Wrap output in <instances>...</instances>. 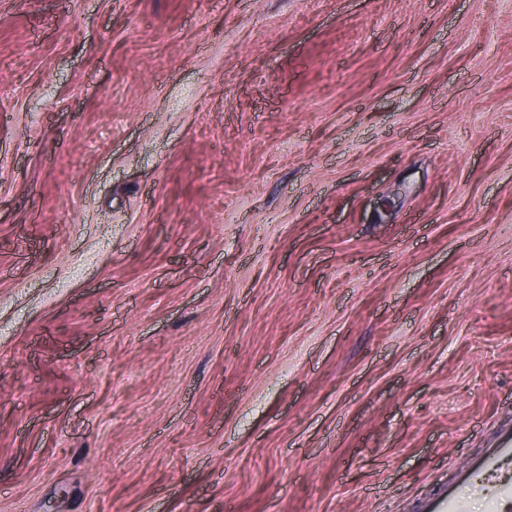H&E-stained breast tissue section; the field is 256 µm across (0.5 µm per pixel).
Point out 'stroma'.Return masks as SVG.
Here are the masks:
<instances>
[{
  "instance_id": "obj_1",
  "label": "stroma",
  "mask_w": 512,
  "mask_h": 512,
  "mask_svg": "<svg viewBox=\"0 0 512 512\" xmlns=\"http://www.w3.org/2000/svg\"><path fill=\"white\" fill-rule=\"evenodd\" d=\"M512 427V0H0V512H420Z\"/></svg>"
}]
</instances>
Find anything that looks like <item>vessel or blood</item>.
I'll return each mask as SVG.
<instances>
[{
	"label": "vessel or blood",
	"mask_w": 512,
	"mask_h": 512,
	"mask_svg": "<svg viewBox=\"0 0 512 512\" xmlns=\"http://www.w3.org/2000/svg\"><path fill=\"white\" fill-rule=\"evenodd\" d=\"M480 486L486 512H512V428L500 430L480 454L460 466L427 498L423 512H468L466 489Z\"/></svg>",
	"instance_id": "1"
}]
</instances>
